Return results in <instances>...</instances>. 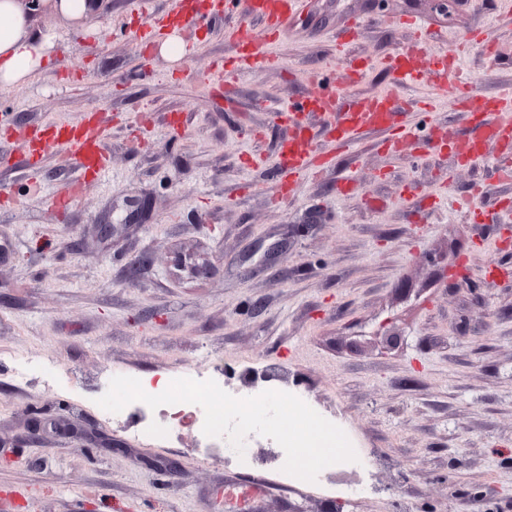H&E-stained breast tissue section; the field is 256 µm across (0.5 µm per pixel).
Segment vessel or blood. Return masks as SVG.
<instances>
[{"label": "vessel or blood", "instance_id": "1", "mask_svg": "<svg viewBox=\"0 0 512 512\" xmlns=\"http://www.w3.org/2000/svg\"><path fill=\"white\" fill-rule=\"evenodd\" d=\"M247 4L251 14L268 19L276 27L287 23L289 15L298 13L302 0H224L225 9ZM230 40L237 47L235 66L248 70L260 65L277 64L275 56L258 51L248 26L233 28ZM453 54L430 56L422 48L404 50L391 56L386 64L397 85L422 83L444 86L452 77ZM464 110L470 112L484 129V139L462 140L453 128L435 126L431 139L437 146L449 147L465 162L474 164L484 154L486 139H494L503 146L512 145V89L507 88L490 98L476 97L469 92L459 96ZM308 112H317L331 120L330 130L345 147H356L362 133L370 128L390 127L396 123L397 108L392 92L372 97H343L339 92L325 88L288 110V121L294 133L288 141V150L281 163V173L292 179L304 173L309 166L312 134L303 122ZM66 158L75 160L83 172H97L103 166L98 153V135L91 129L57 128L52 136Z\"/></svg>", "mask_w": 512, "mask_h": 512}]
</instances>
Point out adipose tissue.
<instances>
[{"label":"adipose tissue","mask_w":512,"mask_h":512,"mask_svg":"<svg viewBox=\"0 0 512 512\" xmlns=\"http://www.w3.org/2000/svg\"><path fill=\"white\" fill-rule=\"evenodd\" d=\"M53 38L22 0H0V89L26 83L51 61Z\"/></svg>","instance_id":"obj_1"}]
</instances>
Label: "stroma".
<instances>
[{
  "mask_svg": "<svg viewBox=\"0 0 512 512\" xmlns=\"http://www.w3.org/2000/svg\"><path fill=\"white\" fill-rule=\"evenodd\" d=\"M179 3L105 0L79 26L41 11L50 68L0 92V512H512V183L488 173L495 145L466 166L423 131L481 137L459 89L512 87V0H303L279 30L215 12L172 61L152 24ZM242 23L281 65L225 70ZM462 43L444 88L379 65ZM340 60L374 64L340 93L393 91L415 137L390 149L373 128L343 149L306 115L321 163L281 186L284 112ZM57 123L102 130L99 177L55 146L32 158ZM212 371L240 396L262 372L261 390L301 391L366 466L308 483L277 443L244 464L97 403L118 375Z\"/></svg>",
  "mask_w": 512,
  "mask_h": 512,
  "instance_id": "1",
  "label": "stroma"
}]
</instances>
